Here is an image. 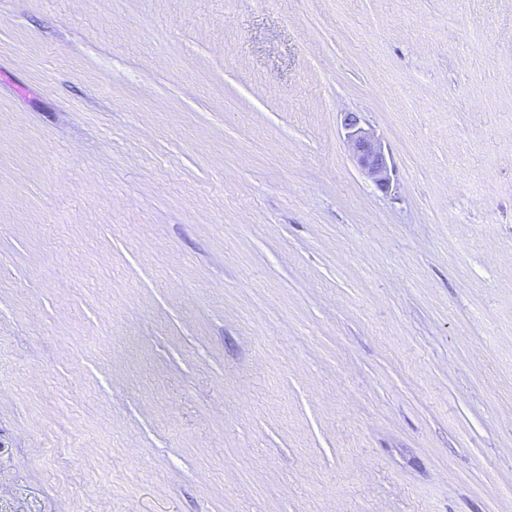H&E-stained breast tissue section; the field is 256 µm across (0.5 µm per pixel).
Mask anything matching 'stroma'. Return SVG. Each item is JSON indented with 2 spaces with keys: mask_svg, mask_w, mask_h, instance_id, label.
<instances>
[{
  "mask_svg": "<svg viewBox=\"0 0 512 512\" xmlns=\"http://www.w3.org/2000/svg\"><path fill=\"white\" fill-rule=\"evenodd\" d=\"M0 71V512H512V0H0ZM345 135L360 169L376 185L388 190L391 184V165L381 142L361 125L356 113H347L343 120Z\"/></svg>",
  "mask_w": 512,
  "mask_h": 512,
  "instance_id": "1",
  "label": "stroma"
}]
</instances>
